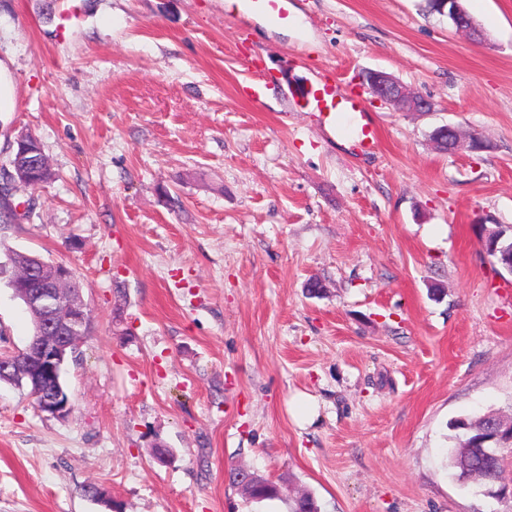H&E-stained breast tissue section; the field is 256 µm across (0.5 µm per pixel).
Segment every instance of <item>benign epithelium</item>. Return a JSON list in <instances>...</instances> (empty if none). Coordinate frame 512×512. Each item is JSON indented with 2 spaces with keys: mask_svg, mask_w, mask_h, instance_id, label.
I'll return each instance as SVG.
<instances>
[{
  "mask_svg": "<svg viewBox=\"0 0 512 512\" xmlns=\"http://www.w3.org/2000/svg\"><path fill=\"white\" fill-rule=\"evenodd\" d=\"M456 0H444V9L452 17L456 29L472 31L467 17L456 10ZM362 83L379 100L402 112H429L432 104L410 92L392 76L382 71H366ZM501 225L482 223L479 244L484 255L512 274V251H506ZM12 287L15 296L37 317L36 336L21 353L0 358V378L18 375L29 381V394L40 399L38 409L60 420L69 417L72 405L62 385L61 371L67 358L77 352L91 321L89 308L76 288L71 268L51 263L41 271H29L17 277ZM494 439L498 444H512V419L496 420Z\"/></svg>",
  "mask_w": 512,
  "mask_h": 512,
  "instance_id": "obj_1",
  "label": "benign epithelium"
}]
</instances>
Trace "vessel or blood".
Returning a JSON list of instances; mask_svg holds the SVG:
<instances>
[{
	"label": "vessel or blood",
	"mask_w": 512,
	"mask_h": 512,
	"mask_svg": "<svg viewBox=\"0 0 512 512\" xmlns=\"http://www.w3.org/2000/svg\"><path fill=\"white\" fill-rule=\"evenodd\" d=\"M236 7L243 14L262 15L275 23L289 18L288 0H237ZM289 96L299 110L319 113L323 124L331 127L361 109L358 102L337 90L336 77L331 73L291 90Z\"/></svg>",
	"instance_id": "obj_1"
}]
</instances>
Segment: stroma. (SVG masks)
Here are the masks:
<instances>
[{
	"label": "stroma",
	"instance_id": "35a3bbf8",
	"mask_svg": "<svg viewBox=\"0 0 512 512\" xmlns=\"http://www.w3.org/2000/svg\"><path fill=\"white\" fill-rule=\"evenodd\" d=\"M463 4L480 36L423 0H291L282 26L235 0H0V166L30 135L57 174L16 186L33 211L0 224V265L66 263L92 311L67 419L0 382V512H104L88 484L120 512H288L300 490L321 512H512L448 468L450 421L512 407V274L477 226L512 225V0ZM328 70L375 154L284 95ZM446 124L488 150H436ZM31 335L0 274V353ZM239 467L282 499L247 502ZM362 83L379 100L402 112H429L432 104L426 98L410 92L392 76L382 71H366Z\"/></svg>",
	"mask_w": 512,
	"mask_h": 512
}]
</instances>
